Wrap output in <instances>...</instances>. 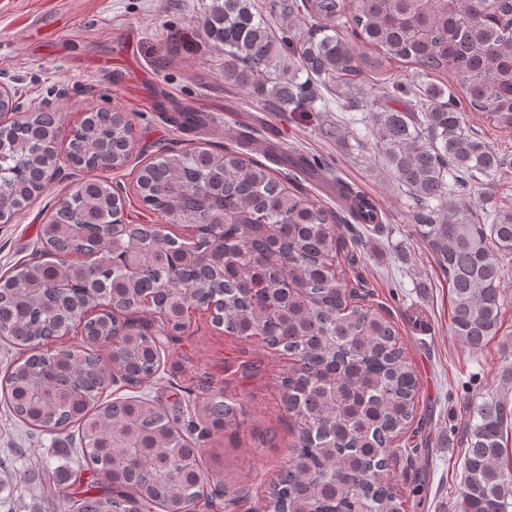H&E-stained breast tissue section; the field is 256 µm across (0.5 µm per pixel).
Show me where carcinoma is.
Masks as SVG:
<instances>
[{
    "instance_id": "carcinoma-1",
    "label": "carcinoma",
    "mask_w": 512,
    "mask_h": 512,
    "mask_svg": "<svg viewBox=\"0 0 512 512\" xmlns=\"http://www.w3.org/2000/svg\"><path fill=\"white\" fill-rule=\"evenodd\" d=\"M323 21L301 40L277 38L254 0H212L202 16L205 35L224 49V79L285 110L305 84L296 75L339 88L355 77L387 74L406 60L423 73L451 68L470 107L500 128L512 129V0H307ZM347 26L368 47L342 36ZM430 84L405 108L371 100L369 132L387 174L417 208L416 232L448 276L451 331L472 349L497 336L505 271L512 254V205L484 214L476 187L512 159L486 146L452 103ZM62 115L32 112L0 127V212L10 214L42 191L38 173L52 163ZM132 128L120 112L96 111L73 129L68 150L85 169L125 165ZM262 157L310 177L318 162L254 139L248 152L207 149L167 153L138 177L143 202L173 224L205 225L187 246L153 224H129L112 244V184L86 182L54 224L91 213L99 223L63 227L41 236L54 251H78L104 239L95 267L71 269L64 259L33 263L0 278V330L28 348L0 379L14 417L44 430L78 431L84 458L111 487L77 499L49 489L52 512H193L209 479L197 424L179 423L149 399L123 397L94 405L116 374L136 385L161 362L158 337L135 324L112 348L119 329L107 313L85 324L83 349L44 346L83 318L95 293L112 294L122 310H139L147 297L176 312L188 302L224 304L226 332L262 337L296 358L283 379L284 400L297 443L270 488V512H401L391 482L392 441L416 418L418 379L384 315L350 304L355 288L334 272L342 243L335 214L290 192ZM361 224L382 216L363 194L345 195ZM138 266L129 280L126 267ZM108 349L102 357L96 348ZM236 404L212 397L205 406L214 426L239 424ZM461 464L458 512H509L512 471L503 465L504 434L512 410L500 397L470 407Z\"/></svg>"
}]
</instances>
